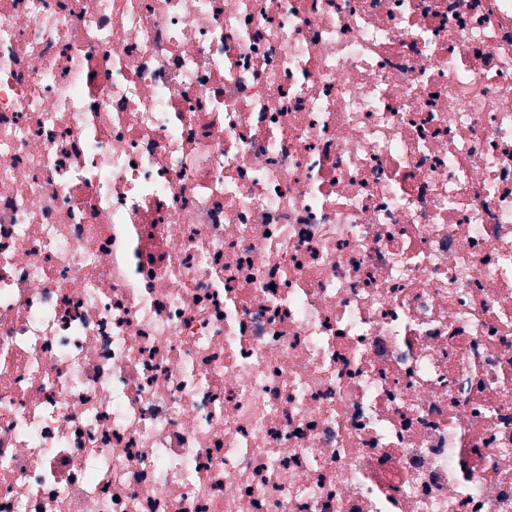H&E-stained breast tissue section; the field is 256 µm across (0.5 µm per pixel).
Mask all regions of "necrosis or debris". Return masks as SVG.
<instances>
[{"instance_id": "4bbe7bcc", "label": "necrosis or debris", "mask_w": 512, "mask_h": 512, "mask_svg": "<svg viewBox=\"0 0 512 512\" xmlns=\"http://www.w3.org/2000/svg\"><path fill=\"white\" fill-rule=\"evenodd\" d=\"M0 512H512V0H0Z\"/></svg>"}]
</instances>
